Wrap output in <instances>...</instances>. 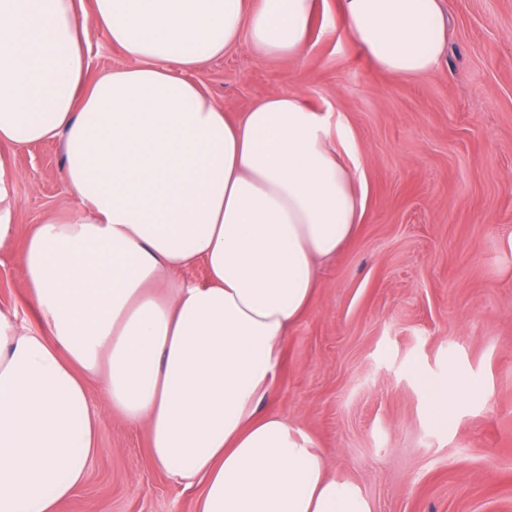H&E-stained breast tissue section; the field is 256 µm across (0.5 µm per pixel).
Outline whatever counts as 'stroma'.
Returning <instances> with one entry per match:
<instances>
[{
  "instance_id": "1",
  "label": "stroma",
  "mask_w": 512,
  "mask_h": 512,
  "mask_svg": "<svg viewBox=\"0 0 512 512\" xmlns=\"http://www.w3.org/2000/svg\"><path fill=\"white\" fill-rule=\"evenodd\" d=\"M448 50L424 78L378 71L318 0L307 53L257 62L240 47L199 80L225 112L293 87L352 128L366 213L318 265L268 404L317 444L329 475L374 512H512V0H442ZM62 142L0 145L13 235L0 311L33 325L18 273L24 237L66 214ZM454 384L447 415L432 390ZM58 512H195L153 464L145 428L116 414Z\"/></svg>"
}]
</instances>
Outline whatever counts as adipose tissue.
<instances>
[{
	"mask_svg": "<svg viewBox=\"0 0 512 512\" xmlns=\"http://www.w3.org/2000/svg\"><path fill=\"white\" fill-rule=\"evenodd\" d=\"M317 0H0V143L63 141L75 205L19 262L38 323L0 313V512H57L100 449L106 409L145 427L196 512H373L312 439L260 407L318 261L361 224L350 127L287 88L236 119L199 75L248 46L297 59ZM384 72H435L441 0H337ZM128 63L92 72L87 27ZM204 263L208 279L179 281Z\"/></svg>",
	"mask_w": 512,
	"mask_h": 512,
	"instance_id": "obj_1",
	"label": "adipose tissue"
}]
</instances>
